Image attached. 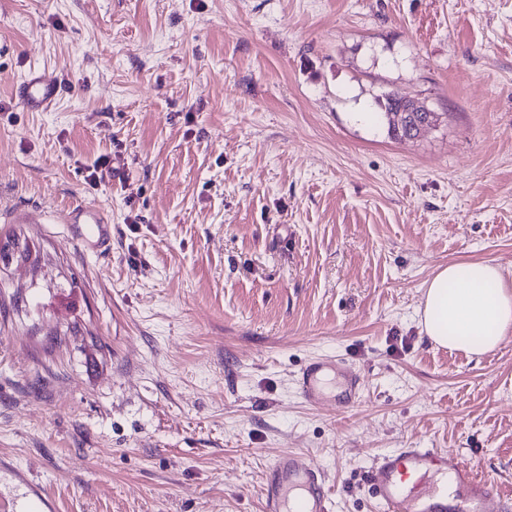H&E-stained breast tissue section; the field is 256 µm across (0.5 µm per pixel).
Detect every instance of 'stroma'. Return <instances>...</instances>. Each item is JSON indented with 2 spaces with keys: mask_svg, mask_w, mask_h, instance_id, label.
I'll return each instance as SVG.
<instances>
[{
  "mask_svg": "<svg viewBox=\"0 0 512 512\" xmlns=\"http://www.w3.org/2000/svg\"><path fill=\"white\" fill-rule=\"evenodd\" d=\"M389 92L436 126L389 137ZM479 260L512 285V0H0V500L262 512L294 451L380 512L399 448L512 496V333L477 358L419 325ZM317 358L362 372L351 407L305 402ZM61 86L46 80L36 71L30 72L20 88V93L29 110L42 112L47 110L59 95ZM72 224L79 239L95 251H106L112 244L111 224H105L103 217L84 207L73 209L66 217Z\"/></svg>",
  "mask_w": 512,
  "mask_h": 512,
  "instance_id": "1",
  "label": "stroma"
}]
</instances>
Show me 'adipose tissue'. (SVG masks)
<instances>
[{"instance_id":"1","label":"adipose tissue","mask_w":512,"mask_h":512,"mask_svg":"<svg viewBox=\"0 0 512 512\" xmlns=\"http://www.w3.org/2000/svg\"><path fill=\"white\" fill-rule=\"evenodd\" d=\"M420 325L437 346L483 356L512 332V286L493 262L448 264L424 291Z\"/></svg>"}]
</instances>
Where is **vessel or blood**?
Here are the masks:
<instances>
[{"mask_svg":"<svg viewBox=\"0 0 512 512\" xmlns=\"http://www.w3.org/2000/svg\"><path fill=\"white\" fill-rule=\"evenodd\" d=\"M59 92L57 82L35 71L20 88L34 112L47 110ZM67 220L89 249L110 248L112 229L98 212L78 207ZM299 386L310 406L332 402L346 408L361 397L363 377L347 361L317 359L301 369ZM366 481L383 512H512L511 497L479 477L472 463L444 449L400 448L384 454ZM261 499L263 512H333L323 471L301 453L281 455L267 465Z\"/></svg>","mask_w":512,"mask_h":512,"instance_id":"vessel-or-blood-1","label":"vessel or blood"}]
</instances>
